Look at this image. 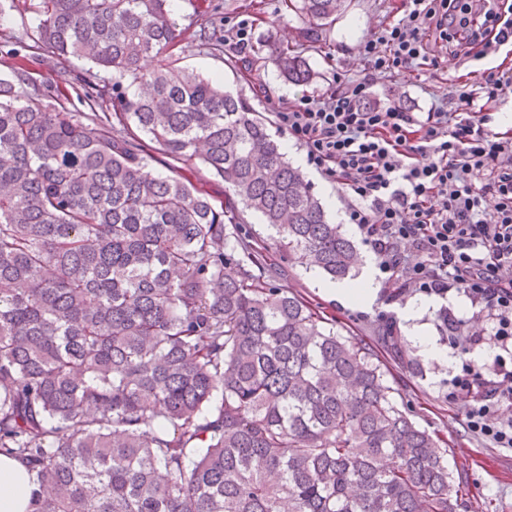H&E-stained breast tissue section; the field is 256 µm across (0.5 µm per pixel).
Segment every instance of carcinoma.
Instances as JSON below:
<instances>
[{"instance_id":"1","label":"carcinoma","mask_w":512,"mask_h":512,"mask_svg":"<svg viewBox=\"0 0 512 512\" xmlns=\"http://www.w3.org/2000/svg\"><path fill=\"white\" fill-rule=\"evenodd\" d=\"M300 23L264 59L316 81L307 49L346 0H285ZM170 0H36L0 78V455L34 477L32 512H456L448 444L397 405L359 340L272 285L266 256L182 177L147 171L140 135L199 160L333 280L354 244L326 219L267 122L178 66ZM224 53L221 30L198 35ZM92 64L90 112L29 93L28 65ZM386 352L413 372L393 327Z\"/></svg>"}]
</instances>
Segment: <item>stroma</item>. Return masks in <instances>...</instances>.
I'll return each instance as SVG.
<instances>
[{"instance_id": "stroma-1", "label": "stroma", "mask_w": 512, "mask_h": 512, "mask_svg": "<svg viewBox=\"0 0 512 512\" xmlns=\"http://www.w3.org/2000/svg\"><path fill=\"white\" fill-rule=\"evenodd\" d=\"M219 2L224 6L226 25L236 24L243 19L252 23L253 38L247 52L240 53L228 47L223 57L219 58L199 52L197 47L189 45L182 54V63L202 75L223 79L226 88L243 94L250 105L269 120L282 102H294L307 93L321 94L331 90L336 85L337 76L359 75L363 38L371 30L398 19L402 14L404 0H350L346 12L308 54L311 66L319 72L320 77L316 83L307 87L283 82L270 63L262 66L260 75H253L249 70L251 63L259 56L268 21H278L281 40L288 41L294 36L296 19L288 14L282 0H263L262 11L258 14L250 8V0ZM458 73L455 62L443 61L439 66H425L410 75L386 77L378 80L371 88L367 101L371 104L392 102L418 117L429 110L435 95L447 91L457 92ZM276 137L285 147L289 162L299 167L311 182L330 222L342 225L361 255L372 256L371 247L364 242L356 225L348 221V197L307 164L304 151L287 132H277ZM173 169L184 174L199 189L213 195L215 201L228 199V192L222 191L216 177L199 161H175L162 152H154L148 165L149 172L166 174ZM243 219V232L279 268L277 287L289 289L307 301L322 317L325 327L334 328L344 336L363 339L377 349L381 346L378 324L384 319L393 320L403 349L414 361L419 362L421 368L420 374L414 375L397 364H390L389 369L399 382L398 402L419 426L436 433L447 442L451 450L450 466L467 483L464 504L456 512H512V449L492 447L469 433L463 423L462 402L449 396L450 381L462 374L464 360L481 364L486 352L475 347L470 354H462L459 347L451 345L447 340L438 313L444 309L451 310L462 321V335L481 336L486 323L474 317L469 301L456 294L444 299L437 297L432 300V306L421 313L420 321L427 333L440 346L447 348L452 358L448 367H438L423 361L413 325L404 318L406 308L425 301V294H408L396 303L386 304L388 287L377 277L373 280L376 297L371 304H343L326 292L325 287L330 283L328 276L319 270L288 261L274 231L257 214L244 212Z\"/></svg>"}]
</instances>
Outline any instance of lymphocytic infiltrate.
Wrapping results in <instances>:
<instances>
[{
	"mask_svg": "<svg viewBox=\"0 0 512 512\" xmlns=\"http://www.w3.org/2000/svg\"><path fill=\"white\" fill-rule=\"evenodd\" d=\"M482 54L512 42V13L471 0H406L401 17L361 46L360 78L305 95L275 112L308 163L352 195L356 224L393 289L466 296L491 324L486 360L451 381L464 423L496 448H512V132L494 124L491 105L512 94V69L462 74L456 107L435 103L423 118L398 105L367 106L373 84L430 64L431 37Z\"/></svg>",
	"mask_w": 512,
	"mask_h": 512,
	"instance_id": "f902f5d3",
	"label": "lymphocytic infiltrate"
}]
</instances>
